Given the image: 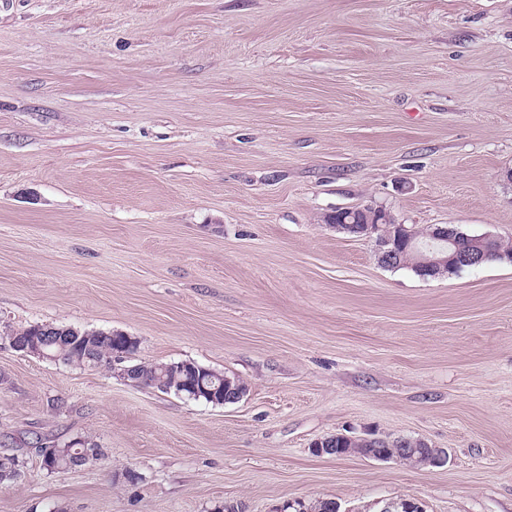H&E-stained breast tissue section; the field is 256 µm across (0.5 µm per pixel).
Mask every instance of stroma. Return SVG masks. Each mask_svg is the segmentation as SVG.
Masks as SVG:
<instances>
[{
  "label": "stroma",
  "instance_id": "obj_1",
  "mask_svg": "<svg viewBox=\"0 0 512 512\" xmlns=\"http://www.w3.org/2000/svg\"><path fill=\"white\" fill-rule=\"evenodd\" d=\"M511 169L512 0H0V331L248 385L215 405L0 345V512H512V260L424 278L323 221L512 243ZM368 433L448 462L312 450ZM44 435L105 455L49 474ZM367 210H363V213L365 215L364 219L352 215L349 221L345 220L344 224H340L341 222H337L339 224H336V221L338 219L336 215L329 214L325 216V221L327 224H331L333 227L340 229L344 227L356 228L353 226L355 224H360L361 228L356 229H359L361 233L350 231L348 232L349 234L356 237L364 236L366 234H375L384 228L383 224H389L391 222L390 215L384 209L371 207L370 210ZM50 325V324H48ZM50 326L57 328L53 334L45 331V324H29L17 329H10L9 335L0 336V341L8 342V345L15 351L21 349L16 341V337L22 342L27 343L31 348H40L47 351L55 358V361L65 365L87 366V367H105L110 370L112 363V347L114 341L112 336L121 337L124 334L112 333V331L98 330H78L63 325ZM43 336H57L56 339L49 341ZM39 355L42 359L51 360L50 355L41 351H30Z\"/></svg>",
  "mask_w": 512,
  "mask_h": 512
}]
</instances>
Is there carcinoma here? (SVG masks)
Wrapping results in <instances>:
<instances>
[{"instance_id": "1", "label": "carcinoma", "mask_w": 512, "mask_h": 512, "mask_svg": "<svg viewBox=\"0 0 512 512\" xmlns=\"http://www.w3.org/2000/svg\"><path fill=\"white\" fill-rule=\"evenodd\" d=\"M392 242L389 247L395 248L399 262L404 268L415 269V253L407 246V234L398 224L390 225ZM8 334L17 337L21 342L31 347H40L55 358V361L65 365L111 368L114 333L98 330H78L59 325L57 331L49 333L46 325L34 323L17 329H11ZM133 375L129 382L140 388H152L162 393L189 394L198 391L196 400L206 403L219 404L224 397V373L203 367L195 362L191 366L195 371L188 372L177 369L168 362L162 363H129ZM47 446L59 448L52 462L44 467L48 474L61 470H69L79 466V460L88 459L94 462L103 456V451L97 444L79 440L69 442L49 441ZM334 448L333 455L337 457L349 455L367 456L373 450L372 444L365 438L356 436L352 439L336 438L330 442ZM21 469V461L15 455L0 456V483L15 481L17 470Z\"/></svg>"}]
</instances>
